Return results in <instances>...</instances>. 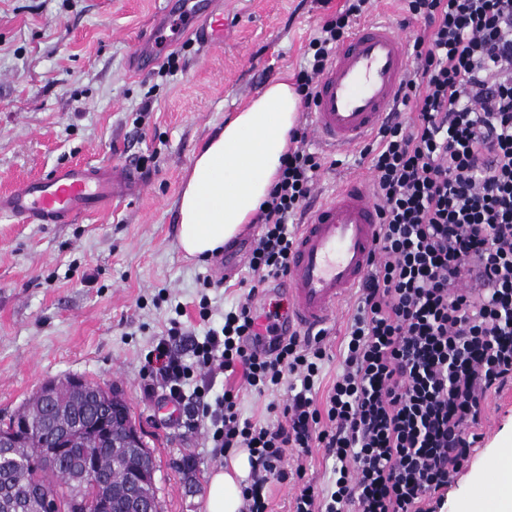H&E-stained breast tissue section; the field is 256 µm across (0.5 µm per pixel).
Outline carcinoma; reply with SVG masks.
<instances>
[{
  "mask_svg": "<svg viewBox=\"0 0 512 512\" xmlns=\"http://www.w3.org/2000/svg\"><path fill=\"white\" fill-rule=\"evenodd\" d=\"M53 384L52 396L39 389L0 423V512H46L48 497L54 512H132L129 487L143 470L145 508L161 512L151 452L112 445L135 428L124 393L103 388L98 401L68 377ZM82 448L95 449L92 478Z\"/></svg>",
  "mask_w": 512,
  "mask_h": 512,
  "instance_id": "1",
  "label": "carcinoma"
}]
</instances>
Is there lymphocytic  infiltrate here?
Wrapping results in <instances>:
<instances>
[{
    "label": "lymphocytic infiltrate",
    "instance_id": "obj_1",
    "mask_svg": "<svg viewBox=\"0 0 512 512\" xmlns=\"http://www.w3.org/2000/svg\"><path fill=\"white\" fill-rule=\"evenodd\" d=\"M372 8L346 0L309 40L294 76L304 106ZM403 10L418 26L412 73L359 151L380 224L325 397L316 386L330 358L326 330L283 333L278 313L250 302L287 275L326 164L304 124L254 218L248 299L201 339L170 320L144 359L145 395L180 407L215 454L249 449L241 512H270L271 483L292 475L291 512H435L483 439L488 393L512 381V0H404ZM236 371L270 395L276 422L243 416L234 387L212 396V379ZM281 390L286 399L274 400ZM314 448L334 462L324 488L303 466H283L287 452Z\"/></svg>",
    "mask_w": 512,
    "mask_h": 512
}]
</instances>
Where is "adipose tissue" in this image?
<instances>
[{
  "label": "adipose tissue",
  "mask_w": 512,
  "mask_h": 512,
  "mask_svg": "<svg viewBox=\"0 0 512 512\" xmlns=\"http://www.w3.org/2000/svg\"><path fill=\"white\" fill-rule=\"evenodd\" d=\"M300 104L287 78L276 80L195 157L178 201L177 242L186 256L208 259L251 222L276 180ZM250 469V454L240 448L210 475L208 512H240ZM492 470L495 487L478 512H512V448L500 451Z\"/></svg>",
  "instance_id": "1"
}]
</instances>
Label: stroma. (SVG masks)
Returning a JSON list of instances; mask_svg holds the SVG:
<instances>
[{"instance_id":"stroma-1","label":"stroma","mask_w":512,"mask_h":512,"mask_svg":"<svg viewBox=\"0 0 512 512\" xmlns=\"http://www.w3.org/2000/svg\"><path fill=\"white\" fill-rule=\"evenodd\" d=\"M344 0H224V43L183 38L161 51L174 69L133 70L161 0H0V192L57 166L94 168L144 158L141 195L71 224H21L0 213V417L47 381L78 375L121 389L155 458L163 512H206L213 455L204 430L170 423L169 404L144 398L141 366L170 308L204 336L242 301L239 284L257 232L245 227L221 258L185 259L177 247L178 199L195 155L225 118L303 64V47ZM211 288H203V280ZM168 300L157 303L159 291ZM208 297L209 324L197 317ZM348 295L328 324L327 391L355 310ZM484 440L454 478L437 512H471L491 487L490 464L512 445V383L490 394Z\"/></svg>"}]
</instances>
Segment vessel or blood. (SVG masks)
<instances>
[{
  "instance_id": "b4317fda",
  "label": "vessel or blood",
  "mask_w": 512,
  "mask_h": 512,
  "mask_svg": "<svg viewBox=\"0 0 512 512\" xmlns=\"http://www.w3.org/2000/svg\"><path fill=\"white\" fill-rule=\"evenodd\" d=\"M163 4L164 13L186 17L185 37L210 46L223 43L224 11L217 0ZM166 40L163 25L155 24L141 44L138 71L155 63ZM410 63L407 41L391 23L357 26L317 82L310 119L318 145L332 152L364 145L409 76ZM145 185V173L132 164L92 169L66 164L0 194V213L25 224H70L108 208L113 199L139 194ZM377 224L372 193L355 180L309 211L280 287L288 296L285 331L327 324L339 301L364 277Z\"/></svg>"
}]
</instances>
